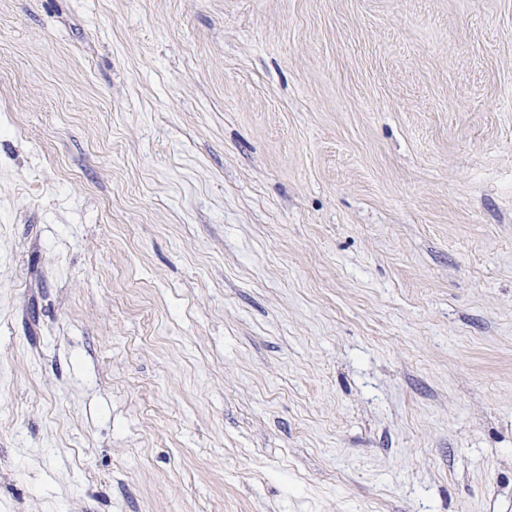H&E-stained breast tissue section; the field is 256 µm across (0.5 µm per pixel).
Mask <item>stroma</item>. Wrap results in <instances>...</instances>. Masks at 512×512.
Here are the masks:
<instances>
[{
  "label": "stroma",
  "instance_id": "35a3bbf8",
  "mask_svg": "<svg viewBox=\"0 0 512 512\" xmlns=\"http://www.w3.org/2000/svg\"><path fill=\"white\" fill-rule=\"evenodd\" d=\"M0 512H512V0H0Z\"/></svg>",
  "mask_w": 512,
  "mask_h": 512
}]
</instances>
